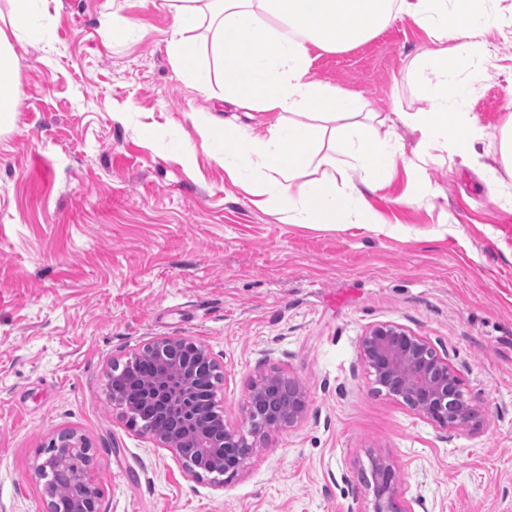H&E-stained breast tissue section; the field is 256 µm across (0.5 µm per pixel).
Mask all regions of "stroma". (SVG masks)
<instances>
[{
    "instance_id": "1",
    "label": "stroma",
    "mask_w": 512,
    "mask_h": 512,
    "mask_svg": "<svg viewBox=\"0 0 512 512\" xmlns=\"http://www.w3.org/2000/svg\"><path fill=\"white\" fill-rule=\"evenodd\" d=\"M494 9L459 74L474 153L416 154L395 124L405 155L365 194L375 223L308 224L257 206L202 147L205 119L233 107L178 77L156 0H51L41 45L15 48L18 112L0 132V512H45L36 466L63 430L89 448L100 512H372L375 456L404 512H512V209L496 202L512 195V0ZM431 46L399 17L316 52L310 76L366 111L414 112L412 61ZM377 322L447 356L478 425L436 426L377 391L359 362ZM160 336L220 364L226 422L262 372L302 383V418L225 482L192 477L108 397L113 363Z\"/></svg>"
}]
</instances>
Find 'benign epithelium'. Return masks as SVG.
<instances>
[{"instance_id": "obj_1", "label": "benign epithelium", "mask_w": 512, "mask_h": 512, "mask_svg": "<svg viewBox=\"0 0 512 512\" xmlns=\"http://www.w3.org/2000/svg\"><path fill=\"white\" fill-rule=\"evenodd\" d=\"M188 340L163 336L135 353L124 366L112 365V377L123 378L136 372L144 357L153 360L163 381L146 380L135 406L147 412L158 426L144 434L159 448L173 450L186 470L195 477L234 474L242 469L256 444L270 441L283 426L294 424L305 409V392L294 378L266 374L249 388L245 415L237 425L224 420L214 400V380L221 377L219 366L202 345H193L184 355ZM360 362L373 376L372 382L399 397L427 421L440 427H466L479 410L466 394L463 380L448 361L424 336L393 322H378L365 331L360 341ZM112 405L127 415L133 407L112 395ZM211 414V422L202 416ZM51 459L88 454L83 440L63 431L51 440ZM373 478L372 512H402L391 467L385 460L371 461ZM66 480L83 492L74 512H99L98 492L89 481L87 470L65 472Z\"/></svg>"}]
</instances>
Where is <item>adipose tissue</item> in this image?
<instances>
[{
	"instance_id": "obj_1",
	"label": "adipose tissue",
	"mask_w": 512,
	"mask_h": 512,
	"mask_svg": "<svg viewBox=\"0 0 512 512\" xmlns=\"http://www.w3.org/2000/svg\"><path fill=\"white\" fill-rule=\"evenodd\" d=\"M48 3L6 0L8 10L0 12V76L16 66L15 45L42 42ZM163 6L173 18L169 52L188 85L209 86L216 72L224 81V101L274 113L263 134H245L214 116L200 129L203 144L223 156L230 178L254 171L251 185L262 204L288 209L308 223H370L364 192L382 181L404 147L390 128L381 137L368 136L379 116L362 111L356 96L311 79L312 51L350 49L399 16L438 46L413 61L428 108L398 113V120L418 132L420 147L474 148L475 123L458 109L470 88L451 77L477 53L478 37L496 25L491 10L452 8L448 0H163ZM203 15L213 27L211 71L198 62L194 30ZM448 39L454 47H445ZM352 168L360 172L358 181L348 175ZM337 183L343 186L338 194L331 190Z\"/></svg>"
}]
</instances>
